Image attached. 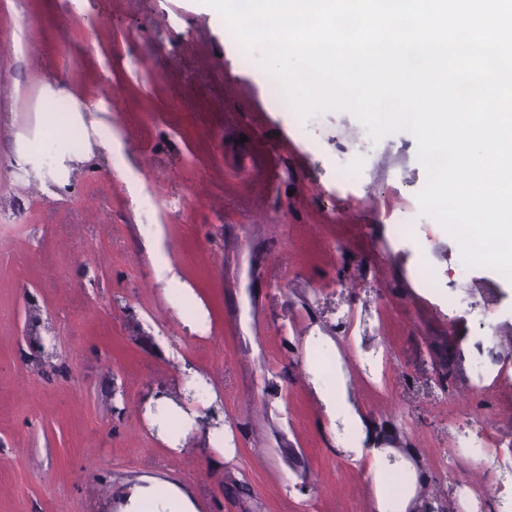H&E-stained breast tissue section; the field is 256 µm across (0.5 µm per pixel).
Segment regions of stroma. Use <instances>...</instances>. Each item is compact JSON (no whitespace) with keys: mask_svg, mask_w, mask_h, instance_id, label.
I'll use <instances>...</instances> for the list:
<instances>
[{"mask_svg":"<svg viewBox=\"0 0 512 512\" xmlns=\"http://www.w3.org/2000/svg\"><path fill=\"white\" fill-rule=\"evenodd\" d=\"M50 85L79 127L45 120ZM108 130L121 162L98 153ZM47 134L82 145L58 194L40 189L55 163L13 165ZM358 142L373 169L345 188ZM426 179L411 133L277 110L202 0H0V512H117L147 478L197 512H374L371 474L335 449L357 435L320 397L341 383L419 457L431 512H460L454 482L487 470L512 495V284L488 296L494 270L421 213ZM188 368L219 397L223 465L204 429L174 451L146 415ZM478 425L493 453H460Z\"/></svg>","mask_w":512,"mask_h":512,"instance_id":"obj_1","label":"stroma"}]
</instances>
